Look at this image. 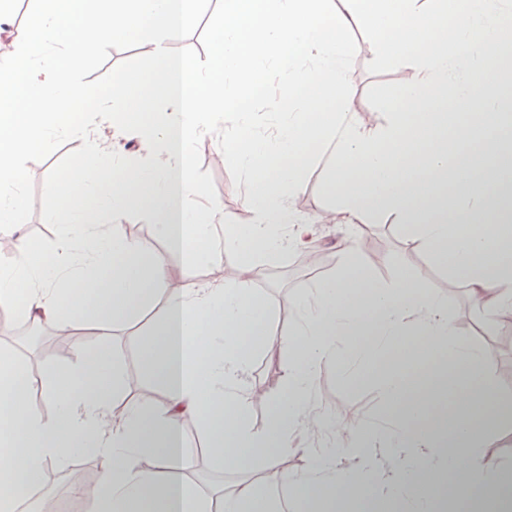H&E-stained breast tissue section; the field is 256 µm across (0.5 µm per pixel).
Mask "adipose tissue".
Returning <instances> with one entry per match:
<instances>
[{"instance_id": "ef3b65f1", "label": "adipose tissue", "mask_w": 512, "mask_h": 512, "mask_svg": "<svg viewBox=\"0 0 512 512\" xmlns=\"http://www.w3.org/2000/svg\"><path fill=\"white\" fill-rule=\"evenodd\" d=\"M32 20L19 25L0 4V30L14 53L0 66V307L27 310L67 330L90 321L108 331L135 301L166 295L165 312L148 343L145 368L164 388L162 403L121 399L130 373L100 349L55 370L43 389L58 411L44 419L31 403L38 389L14 351L0 348V512H15L44 471L83 450L102 460L90 492L93 512H269L264 492L280 484L310 512H352L363 476L377 467L373 449H398V467L379 488L370 512H512V469L476 483L467 448L512 406L495 400L481 376L483 350L460 337L446 306L421 277L393 283L363 267L353 242L341 271L298 307L288 333L295 360L288 385L269 401L266 429L250 426L253 390L238 374L266 344L271 308L249 278L231 285L171 288L163 262L146 255L102 209L150 212L168 244L214 265L226 250L244 251L251 274L261 260L308 248L318 215L298 213L293 199L311 162L330 146L327 178L346 218L388 210L463 281L485 322L512 310V0H224L213 34V64L201 73L168 57L166 43L189 26L198 0H30ZM358 20L373 35L376 57L406 72L387 88L386 121L368 126L340 100L347 93L348 28ZM152 35L164 59L144 90L121 72L95 99L71 81L91 65L102 40L136 42ZM63 44L60 54L48 48ZM284 71L278 99L265 95ZM482 111H474L473 99ZM175 109L161 108V101ZM277 116L274 131L250 133L255 101ZM134 126L161 151L142 168L92 145L73 178L49 186L48 222L61 236L51 256L16 233L22 211L21 159L52 147L55 134H86L92 114ZM242 134L226 163L250 180L246 226L224 224L218 211L190 204L197 189L190 146L211 127ZM224 226L216 244L212 229ZM353 340L355 363L369 368L394 417L375 432L349 422L340 429L353 469L337 471L336 451L310 449L298 476L281 472L300 428L320 430L311 415L322 369L336 360L338 337ZM450 365H432L435 354ZM206 430V450L237 473L232 486L199 494L187 477L191 455L185 419ZM155 469L140 467L142 456ZM262 457L255 474L250 463Z\"/></svg>"}]
</instances>
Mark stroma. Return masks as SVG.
<instances>
[{"label": "stroma", "instance_id": "35a3bbf8", "mask_svg": "<svg viewBox=\"0 0 512 512\" xmlns=\"http://www.w3.org/2000/svg\"><path fill=\"white\" fill-rule=\"evenodd\" d=\"M223 20L222 8L216 0L200 4L196 22L174 40L169 41L171 55L194 61L200 68L210 64L211 45L209 32ZM353 51L349 58L347 78L350 85L348 108L368 125L383 121L379 91L382 87L401 81L403 69L393 61H375L369 35L360 27H352ZM161 60L154 45L144 40L137 43L110 41L97 49L94 66L74 72V79L87 92H95L108 85L114 71L125 72L136 85H143ZM110 147L120 157L149 164L157 150L156 144L139 139L136 131L114 134L111 123L92 118L89 132L84 137L56 138L52 148L45 153L23 157L24 207L21 211L19 234L33 240L45 254H52L59 237L58 225L48 223L45 217L47 186L51 178L72 174L80 164L90 144ZM224 151V131L212 128L199 138L192 154V174L200 187L192 203L208 211L219 209L225 223L246 225L253 215L246 206L249 182L246 174L219 162ZM332 163L330 153H321L314 159L307 182L294 199L295 207L306 214L332 211L334 195L326 181ZM105 224L121 225L126 236L136 241L149 255L159 257L167 269L168 285L172 288H189L199 283H232L244 278V264L239 253L225 254L218 266L192 264L186 251H169L159 235L153 216L143 210L130 209L121 214L105 210L101 213ZM353 238L361 261L372 275L384 282L407 273L421 275L426 289L439 297L448 308L460 336L482 347L483 375L495 396L502 403L512 404V350L503 351L498 345L500 332L483 322L474 308L467 287L453 279L447 269L438 265L431 252L413 240L396 216L390 212L368 211L359 216L356 224H348L343 216L317 227L315 246L326 255L325 263L318 268L305 264L304 254L291 251L267 259L265 273L254 279L252 286L268 300L272 316L270 327L276 336L275 343L267 344L252 355L241 374L247 386L261 387L264 398L252 401L249 407L250 423L254 431H263L268 418V400L279 394L288 383V365L294 354L282 341L299 320L297 303L306 297L321 281L333 278L343 267L345 259L342 242ZM165 297L156 294L150 302L133 307L126 318L110 332L97 330L94 324H84L82 349H110L115 362L122 368L140 363L146 345L164 315ZM7 326L0 328V347L13 349L24 361L31 374L48 376L56 368L76 364L79 350H69L66 355L49 354L47 344L52 330L49 324L38 323L23 317L18 311L5 309ZM335 364L325 367L313 396L314 412L327 411L337 418L385 422L387 407L378 390L347 364V340L336 343ZM185 434L197 447L190 473L200 491L234 482L235 473L224 468L203 453L204 436L197 423L187 422ZM467 459L474 472L487 475L512 468V423L489 429L484 437L470 448Z\"/></svg>", "mask_w": 512, "mask_h": 512}]
</instances>
